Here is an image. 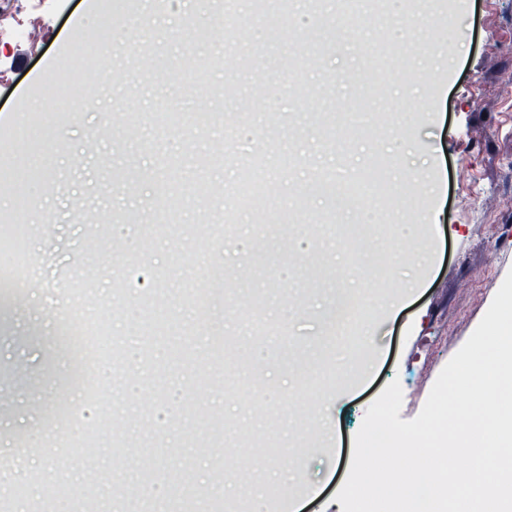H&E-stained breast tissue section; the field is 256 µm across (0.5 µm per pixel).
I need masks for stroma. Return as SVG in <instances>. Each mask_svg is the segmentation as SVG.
Returning a JSON list of instances; mask_svg holds the SVG:
<instances>
[{
	"instance_id": "35a3bbf8",
	"label": "stroma",
	"mask_w": 512,
	"mask_h": 512,
	"mask_svg": "<svg viewBox=\"0 0 512 512\" xmlns=\"http://www.w3.org/2000/svg\"><path fill=\"white\" fill-rule=\"evenodd\" d=\"M235 2L219 36L225 0H46L40 40L0 41V168L45 170L40 224L0 213V449L65 448L0 512H342L367 408L395 379L416 417L512 270V0H388L342 52L322 35L344 0ZM421 65L433 83L395 106ZM397 162L436 192L397 189ZM262 214L302 249L225 275ZM408 248L420 286L388 314ZM34 326L68 352L48 362Z\"/></svg>"
}]
</instances>
